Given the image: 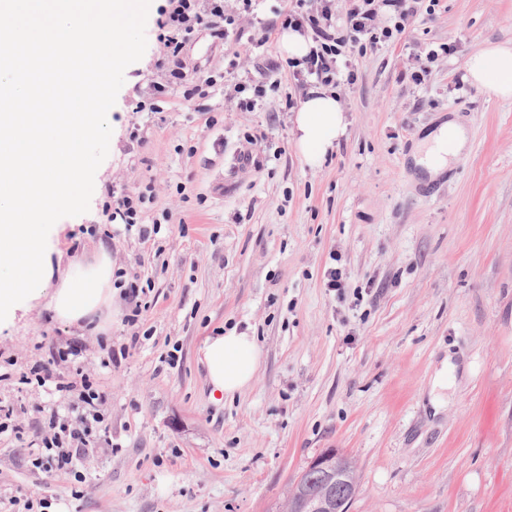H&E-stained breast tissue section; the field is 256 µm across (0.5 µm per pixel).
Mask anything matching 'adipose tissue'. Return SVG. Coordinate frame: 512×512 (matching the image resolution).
Instances as JSON below:
<instances>
[{"instance_id":"adipose-tissue-1","label":"adipose tissue","mask_w":512,"mask_h":512,"mask_svg":"<svg viewBox=\"0 0 512 512\" xmlns=\"http://www.w3.org/2000/svg\"><path fill=\"white\" fill-rule=\"evenodd\" d=\"M471 81L488 96L512 97V47L491 45L472 56L467 64ZM27 122L56 140L86 135L88 126L74 112H30ZM346 129L345 114L332 92L313 91L296 114V145L310 166H318ZM466 146L460 126L448 123L431 138L423 162L439 170L458 156ZM11 151L0 152V323L8 322L15 308L48 295V308L55 318L70 324L91 325L104 330L98 320L112 303V261L98 252L87 262L70 263L61 274H54L48 239L55 227L38 225L35 232L23 230L32 213L42 210L59 192L57 169L39 168L26 191H18L12 170ZM261 350L254 336L245 332L206 337L199 349V361L206 370L212 399L242 392L253 380Z\"/></svg>"}]
</instances>
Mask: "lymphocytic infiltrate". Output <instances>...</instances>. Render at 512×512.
<instances>
[{
    "instance_id": "f902f5d3",
    "label": "lymphocytic infiltrate",
    "mask_w": 512,
    "mask_h": 512,
    "mask_svg": "<svg viewBox=\"0 0 512 512\" xmlns=\"http://www.w3.org/2000/svg\"><path fill=\"white\" fill-rule=\"evenodd\" d=\"M437 0H289L282 21L283 29L310 37L312 45L302 58L289 59L296 69L301 85L310 89L335 84L337 63L347 53H366L368 47L381 42L402 39L421 15L422 4ZM234 15L226 13L224 0H168L167 7L156 21L157 40L161 51L174 60V75L200 89L204 83L196 72L187 71L178 56L183 44L199 28L213 31L227 40ZM229 77L234 91L224 97L228 111L254 110L264 96L262 84H250L248 77L255 59L251 53L230 44ZM78 344L53 347L49 360H36L21 373L18 382L32 391L53 382L55 399L41 408L39 434L27 440L33 468L53 471L74 478V493L86 497L94 486L80 470L86 456L94 449L111 445L110 412L105 394L80 355ZM65 365L68 375L53 377V366Z\"/></svg>"
}]
</instances>
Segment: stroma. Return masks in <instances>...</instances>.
<instances>
[{
	"mask_svg": "<svg viewBox=\"0 0 512 512\" xmlns=\"http://www.w3.org/2000/svg\"><path fill=\"white\" fill-rule=\"evenodd\" d=\"M151 0L147 49L125 71L109 112V154L88 212L62 218L51 241L70 259L106 247L128 276L150 283L149 308L127 325L114 293L95 335L40 307L0 331V399L38 422V398L17 376L47 344L127 347L96 371L112 409V445L81 470L95 490L73 496L66 476L32 468L0 435V502L43 495L55 512H280L293 481L325 449L356 461L349 512H512V99L488 97L465 64L512 45V0H440L406 38L345 63L347 128L318 168L291 134L302 89L280 47L284 0H257L240 47L251 77L276 85L251 112L224 109L229 56L197 30L181 57L214 83L184 100L180 80L156 92L160 58ZM447 43V63L422 84L406 76ZM147 100L155 111L138 110ZM461 124L466 150L437 176L416 166L427 133ZM262 142L251 146L247 138ZM166 184L153 188L155 172ZM144 194L141 239L105 224L108 188ZM339 268L345 287L324 285ZM255 336L251 385L214 402L199 348L224 331ZM16 365H7L8 357ZM449 360L448 404L429 385Z\"/></svg>",
	"mask_w": 512,
	"mask_h": 512,
	"instance_id": "35a3bbf8",
	"label": "stroma"
}]
</instances>
